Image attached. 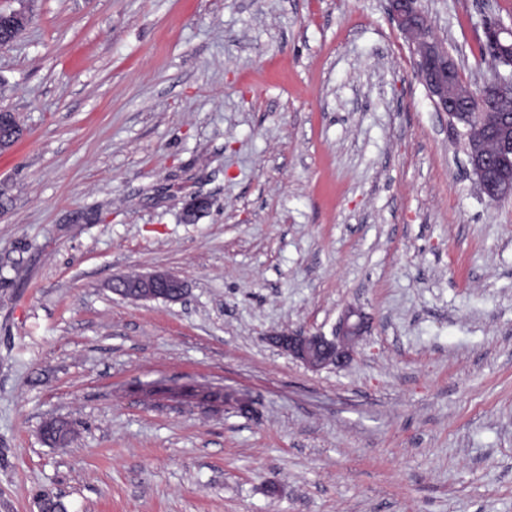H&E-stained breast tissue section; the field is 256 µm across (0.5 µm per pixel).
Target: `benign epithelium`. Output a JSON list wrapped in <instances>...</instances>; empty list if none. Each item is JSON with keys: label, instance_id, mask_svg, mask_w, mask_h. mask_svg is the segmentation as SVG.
Masks as SVG:
<instances>
[{"label": "benign epithelium", "instance_id": "7a95c632", "mask_svg": "<svg viewBox=\"0 0 512 512\" xmlns=\"http://www.w3.org/2000/svg\"><path fill=\"white\" fill-rule=\"evenodd\" d=\"M388 15L414 52V75L428 90L436 109L448 116L449 124L470 111L473 101L483 112L494 116V126L512 118V85L488 81L480 94L457 83L455 63L443 43L434 36L417 0H388ZM483 33L493 44L501 60H512V27L500 20L483 22ZM488 128L480 142L473 145L468 163L481 192L492 200L512 197V140L497 149ZM135 287L140 298L178 301L186 295L185 282L168 270H152L137 275ZM368 328V318L354 306L344 309L332 336L303 330L270 337V342L313 370L340 367L351 360L358 339Z\"/></svg>", "mask_w": 512, "mask_h": 512}]
</instances>
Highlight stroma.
<instances>
[{"label": "stroma", "instance_id": "35a3bbf8", "mask_svg": "<svg viewBox=\"0 0 512 512\" xmlns=\"http://www.w3.org/2000/svg\"><path fill=\"white\" fill-rule=\"evenodd\" d=\"M419 6L464 82L494 76L512 0ZM1 9L28 23L0 46V512H512V198L387 0ZM154 268L185 300L112 293ZM350 305L345 366L267 340ZM482 28L484 35L489 38L501 60L509 62L510 58L512 59V27L501 20L488 19L483 22ZM484 35L483 39L479 40L481 60H490L508 66L491 53ZM492 134V129L486 128L484 137L469 152L468 163L484 195L492 200L508 199L512 197V139L509 135L503 149L497 150Z\"/></svg>", "mask_w": 512, "mask_h": 512}]
</instances>
